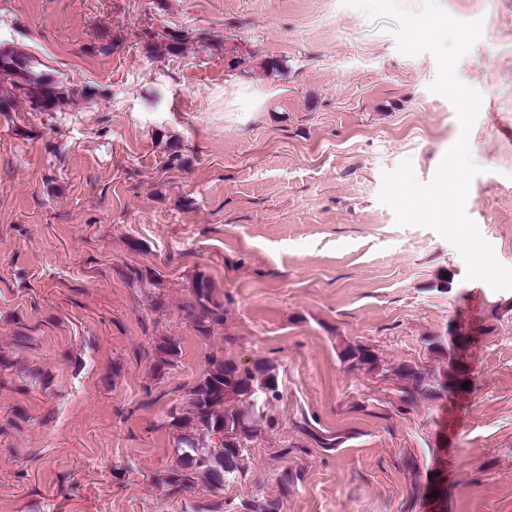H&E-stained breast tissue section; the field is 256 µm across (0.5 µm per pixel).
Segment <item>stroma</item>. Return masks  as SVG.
Instances as JSON below:
<instances>
[{
    "label": "stroma",
    "mask_w": 512,
    "mask_h": 512,
    "mask_svg": "<svg viewBox=\"0 0 512 512\" xmlns=\"http://www.w3.org/2000/svg\"><path fill=\"white\" fill-rule=\"evenodd\" d=\"M440 3L484 21L456 67L483 96L466 212L512 267V0ZM162 27L179 54L150 52ZM395 28L340 0H0V52L74 92L0 112V512H512V290L379 200L384 173L407 159L430 182L460 135L435 57ZM200 272L224 301L209 338L186 311ZM461 332L469 392L404 413L343 360L362 344L440 380ZM161 336L182 354L156 376ZM212 353L276 365L258 401L276 425L246 474L175 495L168 412ZM145 36L147 37V44L149 50L158 55L166 54H177L185 36L178 31L164 30L162 32L157 31H146Z\"/></svg>",
    "instance_id": "1"
}]
</instances>
